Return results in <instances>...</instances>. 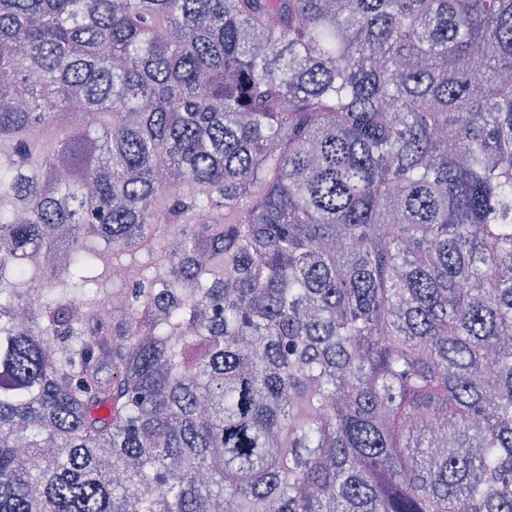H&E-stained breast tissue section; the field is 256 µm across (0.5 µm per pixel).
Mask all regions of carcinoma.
<instances>
[{
  "label": "carcinoma",
  "instance_id": "1",
  "mask_svg": "<svg viewBox=\"0 0 512 512\" xmlns=\"http://www.w3.org/2000/svg\"><path fill=\"white\" fill-rule=\"evenodd\" d=\"M0 512H512V0H0Z\"/></svg>",
  "mask_w": 512,
  "mask_h": 512
}]
</instances>
